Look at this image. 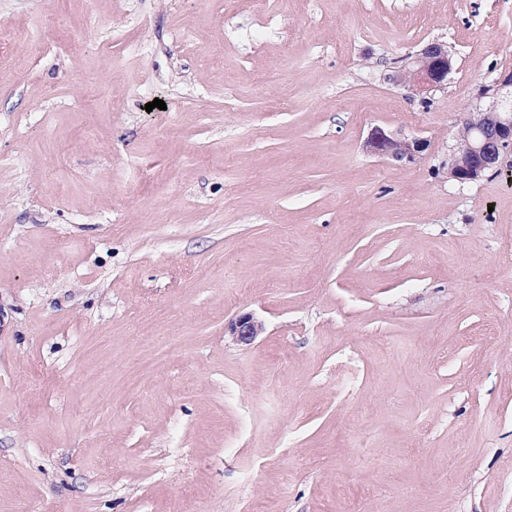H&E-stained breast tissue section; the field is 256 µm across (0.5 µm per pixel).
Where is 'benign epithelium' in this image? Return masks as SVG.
Returning <instances> with one entry per match:
<instances>
[{
    "instance_id": "benign-epithelium-1",
    "label": "benign epithelium",
    "mask_w": 512,
    "mask_h": 512,
    "mask_svg": "<svg viewBox=\"0 0 512 512\" xmlns=\"http://www.w3.org/2000/svg\"><path fill=\"white\" fill-rule=\"evenodd\" d=\"M453 57L448 44L432 40L410 56L403 65L391 71L387 80L429 101L430 93L445 88L453 70ZM490 93L491 103L477 107L464 119L455 136L448 161V178L459 185L478 181L499 172L506 153L512 149V71L499 75ZM368 152L401 164H413L423 158L430 141L421 136L392 133L383 127L371 129L365 141ZM228 336L238 344L249 345L264 332V325L252 314L244 313L227 328Z\"/></svg>"
}]
</instances>
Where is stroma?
<instances>
[{"instance_id":"stroma-1","label":"stroma","mask_w":512,"mask_h":512,"mask_svg":"<svg viewBox=\"0 0 512 512\" xmlns=\"http://www.w3.org/2000/svg\"><path fill=\"white\" fill-rule=\"evenodd\" d=\"M1 23L0 512H512V153L448 177L512 0ZM434 39L425 108L386 76ZM376 126L431 149L371 156ZM228 336L238 344L250 345L264 332V325L252 314L244 313L232 321L227 328Z\"/></svg>"}]
</instances>
